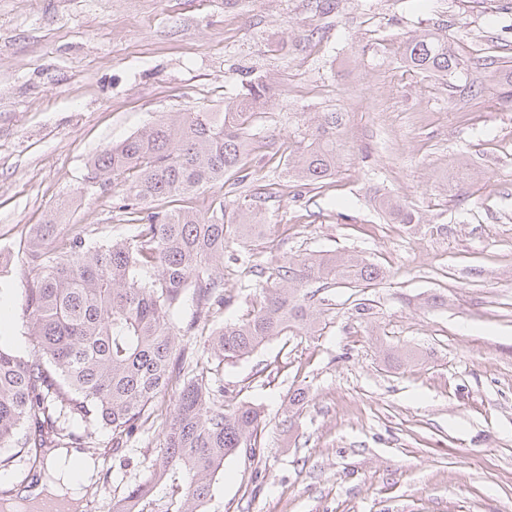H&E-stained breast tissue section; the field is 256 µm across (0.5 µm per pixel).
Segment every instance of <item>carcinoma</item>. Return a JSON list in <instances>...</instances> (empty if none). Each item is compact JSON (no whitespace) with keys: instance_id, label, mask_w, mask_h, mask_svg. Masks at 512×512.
Here are the masks:
<instances>
[{"instance_id":"1","label":"carcinoma","mask_w":512,"mask_h":512,"mask_svg":"<svg viewBox=\"0 0 512 512\" xmlns=\"http://www.w3.org/2000/svg\"><path fill=\"white\" fill-rule=\"evenodd\" d=\"M406 61L420 73L460 79L468 65L447 36L432 30L406 39ZM268 87L257 83L224 103L222 112H169L123 142L104 148L88 179L123 186L119 209L133 215L118 240L75 224L57 239L55 218L30 229L22 247L28 275L22 310L32 349L0 345V468L47 469L53 448L112 447L155 423V398L175 386L162 419L163 444L147 475L109 498L108 512H207L224 461L256 451L261 409H224V389L209 363L240 360L273 339L320 325L326 298L308 290L371 288L382 267L358 254L306 255L274 268L249 316L224 314V252L244 247L262 226L257 200L207 212L182 197L202 188L242 183L251 151L248 130ZM312 141L288 154L287 168L303 186L331 178L336 157L320 124ZM395 224H418L409 206L385 197ZM194 309L182 317L187 299ZM204 338V354L193 346Z\"/></svg>"}]
</instances>
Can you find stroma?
I'll use <instances>...</instances> for the list:
<instances>
[{"label":"stroma","instance_id":"stroma-1","mask_svg":"<svg viewBox=\"0 0 512 512\" xmlns=\"http://www.w3.org/2000/svg\"><path fill=\"white\" fill-rule=\"evenodd\" d=\"M428 29L512 73V0H0V342L30 346L22 245L59 200L61 233L124 234L121 186H86L97 152L261 81L249 179L190 206L260 193L264 266L356 253L386 277L329 290L315 335L221 365L225 407L258 405L266 426L255 455L225 461L215 512H512V107L497 83L466 98L412 70L403 43ZM330 114L336 171L298 187L289 149ZM378 194L419 223H390ZM261 283L225 260V320ZM162 443L146 430L85 496L140 480Z\"/></svg>","mask_w":512,"mask_h":512}]
</instances>
